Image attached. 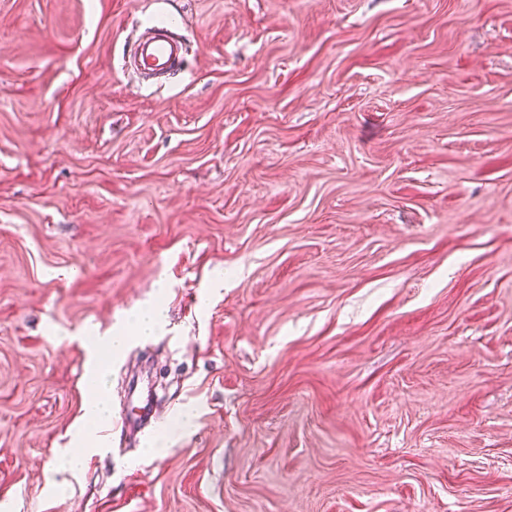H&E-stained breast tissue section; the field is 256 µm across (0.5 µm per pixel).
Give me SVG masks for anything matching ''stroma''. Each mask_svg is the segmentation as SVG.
Returning a JSON list of instances; mask_svg holds the SVG:
<instances>
[{
    "label": "stroma",
    "instance_id": "35a3bbf8",
    "mask_svg": "<svg viewBox=\"0 0 512 512\" xmlns=\"http://www.w3.org/2000/svg\"><path fill=\"white\" fill-rule=\"evenodd\" d=\"M164 15L157 84L144 0H0V512H512V0ZM155 300L151 436L70 472ZM188 55L187 40L170 24H152L127 49L121 68L160 83L182 70ZM167 324L166 309L158 302H150L140 307L126 326L113 327L105 336H98L97 348L114 356L127 347L131 336L150 339L163 333ZM87 402L80 425L70 432V444L77 448L76 453L68 454V464L72 470L81 469L84 462L92 455L98 453L103 447L99 432L111 421V413L106 398L107 367L97 357L88 369Z\"/></svg>",
    "mask_w": 512,
    "mask_h": 512
}]
</instances>
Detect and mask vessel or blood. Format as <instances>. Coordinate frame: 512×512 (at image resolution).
Returning <instances> with one entry per match:
<instances>
[{"label": "vessel or blood", "instance_id": "b4317fda", "mask_svg": "<svg viewBox=\"0 0 512 512\" xmlns=\"http://www.w3.org/2000/svg\"><path fill=\"white\" fill-rule=\"evenodd\" d=\"M188 55L187 40L172 25L161 23L146 27L121 58L123 70L156 83L182 70Z\"/></svg>", "mask_w": 512, "mask_h": 512}]
</instances>
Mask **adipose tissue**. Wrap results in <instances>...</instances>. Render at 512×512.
Listing matches in <instances>:
<instances>
[{"label":"adipose tissue","mask_w":512,"mask_h":512,"mask_svg":"<svg viewBox=\"0 0 512 512\" xmlns=\"http://www.w3.org/2000/svg\"><path fill=\"white\" fill-rule=\"evenodd\" d=\"M167 325V311L157 302L140 307L126 326L112 329L98 337V348L116 355L128 345L131 337L150 339L163 333ZM87 402L79 426L71 434L70 444L74 449L68 457L71 469H81L84 462L98 453L103 446L101 430L111 421L106 398L107 367L101 360H94L86 375Z\"/></svg>","instance_id":"obj_1"}]
</instances>
